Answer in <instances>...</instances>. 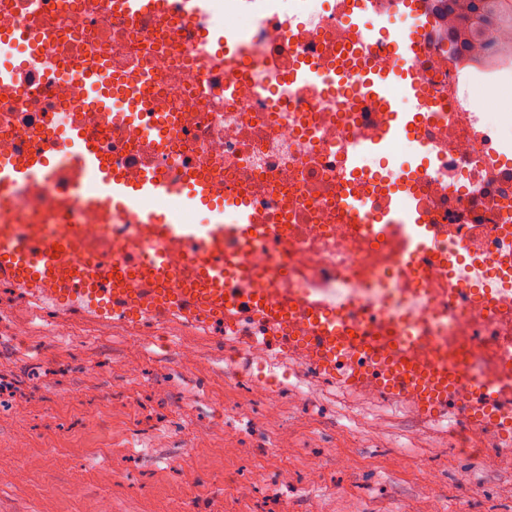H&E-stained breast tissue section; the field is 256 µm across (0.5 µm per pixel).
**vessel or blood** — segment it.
Segmentation results:
<instances>
[{
    "mask_svg": "<svg viewBox=\"0 0 512 512\" xmlns=\"http://www.w3.org/2000/svg\"><path fill=\"white\" fill-rule=\"evenodd\" d=\"M126 15L164 11L167 0H115ZM436 18L427 16L421 29H408L394 37L397 54L414 58L435 36ZM86 99L98 111L111 108V97L100 81L98 68L86 73ZM403 96L417 94L418 85L403 81L400 72L384 80L359 81L357 92L372 100H392L393 88ZM65 162L77 177L63 194L52 223L29 224L18 229L0 223V278L27 290L45 314L76 313L94 321L122 324L142 313L193 316L205 320L230 311L251 310L265 324L307 321L300 334L280 337L290 357L333 375L337 384L354 392L408 404L421 415H467L479 428H493L500 436L501 453L512 457V342L496 344V367L482 382H471L460 363L427 340L414 343L402 336H353L345 315L324 301H307L282 310L263 288H247L248 275L224 258V239L249 240L262 234L241 200H234L235 223L223 220L200 224L171 222L144 207L146 201L175 195L194 204L223 211V200L214 198L209 185L195 181L174 185L153 173L135 183L107 167L94 144L80 128L65 134ZM47 156L24 161L0 157V187L31 178L33 170L50 169ZM106 213L136 210L139 243L160 241L166 248L151 253L140 271L142 288H116L104 262L112 250L108 224H76L71 204Z\"/></svg>",
    "mask_w": 512,
    "mask_h": 512,
    "instance_id": "vessel-or-blood-1",
    "label": "vessel or blood"
}]
</instances>
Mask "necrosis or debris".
I'll use <instances>...</instances> for the list:
<instances>
[{"mask_svg":"<svg viewBox=\"0 0 512 512\" xmlns=\"http://www.w3.org/2000/svg\"><path fill=\"white\" fill-rule=\"evenodd\" d=\"M347 0H307L304 12L286 0H262L254 17L239 0L183 19H131L112 0H0V30L17 44L0 55L15 78L0 84V155L44 153L60 158L63 130L83 127L105 163L134 180L154 171L171 183L210 177L219 192L248 199L268 231L244 242L224 240L225 257L254 272L275 300L318 295L345 307L361 336H434L449 355L467 352L470 377L487 375L491 348L476 344L512 336V300L485 317L459 291L512 289V111L487 99L478 107L463 61L447 43L414 62L426 105L408 120L426 147L418 165L391 143L378 163L357 172L344 158L355 143L385 135L378 104L337 93L335 85L293 87L298 66L320 76L344 67L350 79L377 77L394 63L393 32L413 14L400 0H377L366 12L375 38L354 43ZM223 26L224 43L210 35ZM104 61L113 110L84 107L85 65ZM137 108L138 126L125 114ZM70 169L8 187L11 224H46ZM402 185L420 224H386L380 215ZM367 215L354 222L346 199ZM199 336H220L231 387L245 357H264L274 340L249 311L217 323L183 320Z\"/></svg>","mask_w":512,"mask_h":512,"instance_id":"obj_1","label":"necrosis or debris"}]
</instances>
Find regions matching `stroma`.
<instances>
[{"instance_id":"obj_1","label":"stroma","mask_w":512,"mask_h":512,"mask_svg":"<svg viewBox=\"0 0 512 512\" xmlns=\"http://www.w3.org/2000/svg\"><path fill=\"white\" fill-rule=\"evenodd\" d=\"M37 311L26 291L0 288V448L20 454L0 459L12 474L0 512H97L104 498L112 512H184L190 500L201 512H512V460L449 447L434 420L383 411L331 375L311 376L306 402L277 392L273 412L251 385L226 386L212 337L163 349L76 316V348L39 332L17 341ZM183 341L195 359L180 355ZM236 404L242 414L225 415Z\"/></svg>"}]
</instances>
